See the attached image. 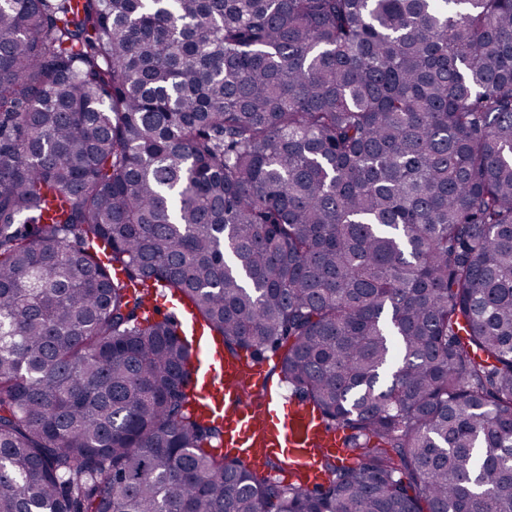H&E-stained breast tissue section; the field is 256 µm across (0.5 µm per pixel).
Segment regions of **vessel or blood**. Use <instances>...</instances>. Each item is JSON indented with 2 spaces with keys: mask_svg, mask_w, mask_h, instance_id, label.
Returning a JSON list of instances; mask_svg holds the SVG:
<instances>
[{
  "mask_svg": "<svg viewBox=\"0 0 512 512\" xmlns=\"http://www.w3.org/2000/svg\"><path fill=\"white\" fill-rule=\"evenodd\" d=\"M264 385L259 362L213 351L203 342L192 357L186 389L200 411L221 423V453L243 457L258 469L278 463L312 487L324 478L320 458L344 461L347 450L305 399L271 396Z\"/></svg>",
  "mask_w": 512,
  "mask_h": 512,
  "instance_id": "b4317fda",
  "label": "vessel or blood"
}]
</instances>
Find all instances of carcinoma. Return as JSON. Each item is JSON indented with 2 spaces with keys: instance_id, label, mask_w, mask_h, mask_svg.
I'll return each instance as SVG.
<instances>
[{
  "instance_id": "obj_1",
  "label": "carcinoma",
  "mask_w": 512,
  "mask_h": 512,
  "mask_svg": "<svg viewBox=\"0 0 512 512\" xmlns=\"http://www.w3.org/2000/svg\"><path fill=\"white\" fill-rule=\"evenodd\" d=\"M151 290L356 463L215 454ZM0 512H512V0H0Z\"/></svg>"
}]
</instances>
